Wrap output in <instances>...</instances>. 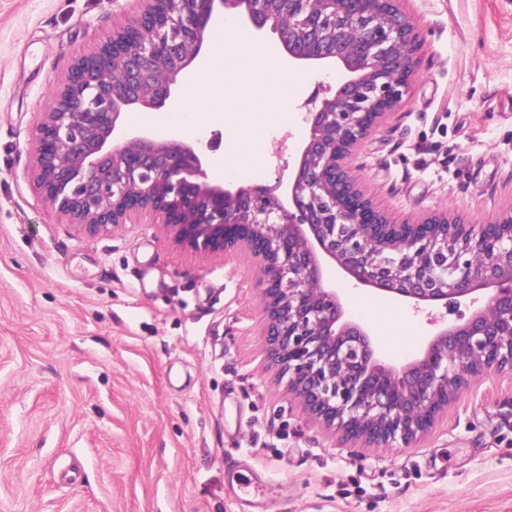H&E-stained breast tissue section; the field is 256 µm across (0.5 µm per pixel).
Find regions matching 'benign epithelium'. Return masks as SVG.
Here are the masks:
<instances>
[{
    "instance_id": "benign-epithelium-1",
    "label": "benign epithelium",
    "mask_w": 512,
    "mask_h": 512,
    "mask_svg": "<svg viewBox=\"0 0 512 512\" xmlns=\"http://www.w3.org/2000/svg\"><path fill=\"white\" fill-rule=\"evenodd\" d=\"M144 9L68 70L37 127L39 188L75 228L107 234L151 213L176 242L242 252L260 267L267 360L310 417L365 448L407 446L489 370L512 373V210L492 224L446 213L398 223L359 187L351 161L415 75L418 36L401 0H144ZM270 28L298 65L345 71L306 113L285 194L209 183L191 144L123 116L158 111L199 56L215 6ZM334 269L415 310L485 292L404 364L347 316Z\"/></svg>"
}]
</instances>
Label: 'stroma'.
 <instances>
[{"instance_id":"stroma-1","label":"stroma","mask_w":512,"mask_h":512,"mask_svg":"<svg viewBox=\"0 0 512 512\" xmlns=\"http://www.w3.org/2000/svg\"><path fill=\"white\" fill-rule=\"evenodd\" d=\"M140 0H0V512H249L236 462L273 491L267 512H512V376L484 374L406 447L355 448L314 425L266 359L260 270L195 252L147 216L79 233L37 184L33 147L72 62ZM417 24L403 105L355 155L375 205L415 222L488 224L512 210V0H402ZM339 68L289 67L276 100L179 85L220 116L197 143L208 179L287 182L306 105ZM401 364L459 305L413 310L336 283Z\"/></svg>"}]
</instances>
